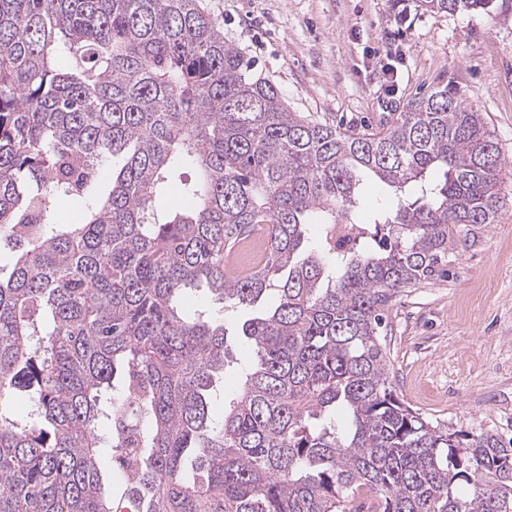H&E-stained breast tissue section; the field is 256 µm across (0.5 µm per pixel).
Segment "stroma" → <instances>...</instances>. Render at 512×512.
Here are the masks:
<instances>
[{
  "instance_id": "obj_1",
  "label": "stroma",
  "mask_w": 512,
  "mask_h": 512,
  "mask_svg": "<svg viewBox=\"0 0 512 512\" xmlns=\"http://www.w3.org/2000/svg\"><path fill=\"white\" fill-rule=\"evenodd\" d=\"M288 108L377 129L442 86L481 112L504 160L496 223L459 227L447 277L397 296L389 376L430 420L512 438V19L413 0H203Z\"/></svg>"
}]
</instances>
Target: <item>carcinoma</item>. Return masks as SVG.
Listing matches in <instances>:
<instances>
[{
    "label": "carcinoma",
    "instance_id": "1",
    "mask_svg": "<svg viewBox=\"0 0 512 512\" xmlns=\"http://www.w3.org/2000/svg\"><path fill=\"white\" fill-rule=\"evenodd\" d=\"M503 165L446 86L371 132L289 111L200 0H0V512H353L364 490L373 512H512V440L407 405L379 339L394 297L448 272L458 226L496 222ZM367 177L398 196L361 224ZM259 224L263 255L228 273ZM270 293L216 420L224 318Z\"/></svg>",
    "mask_w": 512,
    "mask_h": 512
}]
</instances>
